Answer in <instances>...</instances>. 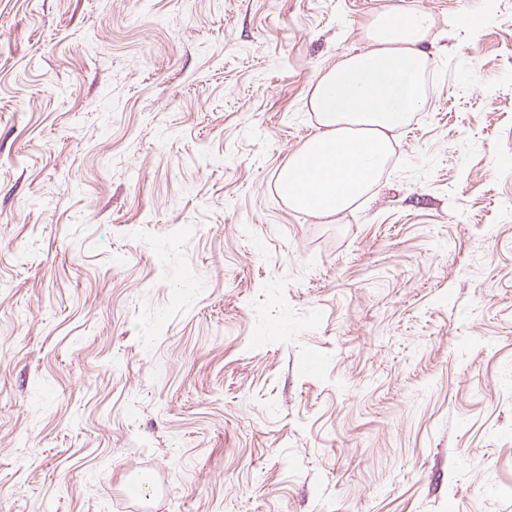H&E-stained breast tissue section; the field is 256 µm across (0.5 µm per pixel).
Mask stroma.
Listing matches in <instances>:
<instances>
[{"instance_id": "1", "label": "stroma", "mask_w": 512, "mask_h": 512, "mask_svg": "<svg viewBox=\"0 0 512 512\" xmlns=\"http://www.w3.org/2000/svg\"><path fill=\"white\" fill-rule=\"evenodd\" d=\"M388 3L425 104L291 209ZM0 512H512V0H0ZM366 50L352 51L312 83L316 131L282 168L278 190L295 210L331 217L378 182L394 132L424 105L423 77L433 43L427 16L385 5L361 24Z\"/></svg>"}]
</instances>
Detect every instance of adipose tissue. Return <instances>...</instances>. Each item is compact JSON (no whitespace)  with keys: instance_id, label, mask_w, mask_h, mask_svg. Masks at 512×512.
I'll use <instances>...</instances> for the list:
<instances>
[{"instance_id":"adipose-tissue-1","label":"adipose tissue","mask_w":512,"mask_h":512,"mask_svg":"<svg viewBox=\"0 0 512 512\" xmlns=\"http://www.w3.org/2000/svg\"><path fill=\"white\" fill-rule=\"evenodd\" d=\"M361 33L365 50L343 54L312 84L316 131L278 176V190L292 209L331 217L362 198L381 176L394 133L424 105L427 16L385 5L370 13Z\"/></svg>"}]
</instances>
